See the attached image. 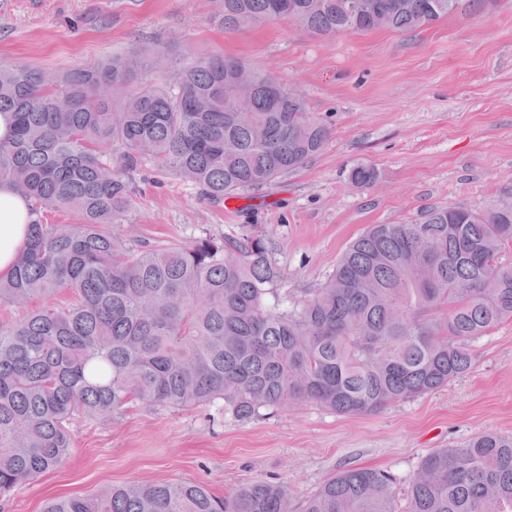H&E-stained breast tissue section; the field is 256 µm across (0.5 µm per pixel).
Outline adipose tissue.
Wrapping results in <instances>:
<instances>
[{"instance_id":"obj_1","label":"adipose tissue","mask_w":512,"mask_h":512,"mask_svg":"<svg viewBox=\"0 0 512 512\" xmlns=\"http://www.w3.org/2000/svg\"><path fill=\"white\" fill-rule=\"evenodd\" d=\"M29 199L14 186L0 183V280L10 279L27 240Z\"/></svg>"}]
</instances>
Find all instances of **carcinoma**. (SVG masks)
Instances as JSON below:
<instances>
[{
	"label": "carcinoma",
	"instance_id": "obj_1",
	"mask_svg": "<svg viewBox=\"0 0 512 512\" xmlns=\"http://www.w3.org/2000/svg\"><path fill=\"white\" fill-rule=\"evenodd\" d=\"M282 0H224V31L274 23ZM286 21L331 37L411 31L492 0H289ZM189 50L163 67L147 47L53 75L0 67V182L31 202L28 239L0 303L31 311L0 322V497L55 468L77 418L141 402L193 408L222 400L249 420L313 401L343 415L433 392L472 368V344L512 320V207L437 206L353 241L315 296L280 310L279 277L256 225L236 239L158 249L121 244L112 225L135 200L127 174L149 163L213 202L302 167L329 137L305 98L241 61ZM105 85L117 88L110 97ZM147 142L150 153L139 147ZM350 179L372 184L361 165ZM51 211L75 221H48ZM67 303L53 301L60 293ZM44 512H291L277 484L222 498L179 481L132 483L49 500ZM304 512H512V437L485 432L426 456L404 506L395 480L368 466L328 478Z\"/></svg>",
	"mask_w": 512,
	"mask_h": 512
}]
</instances>
